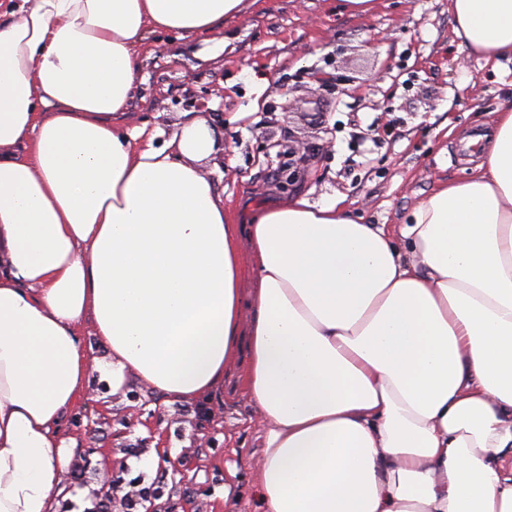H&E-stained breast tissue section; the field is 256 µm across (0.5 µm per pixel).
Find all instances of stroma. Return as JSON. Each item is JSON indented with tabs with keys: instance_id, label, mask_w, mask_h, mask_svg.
Listing matches in <instances>:
<instances>
[{
	"instance_id": "1",
	"label": "stroma",
	"mask_w": 512,
	"mask_h": 512,
	"mask_svg": "<svg viewBox=\"0 0 512 512\" xmlns=\"http://www.w3.org/2000/svg\"><path fill=\"white\" fill-rule=\"evenodd\" d=\"M224 36L214 45L152 35L130 112L133 124L170 134L195 105L215 112L226 149L207 171L235 207L302 192L315 205L343 202L366 224L403 223L440 182L469 174L480 151L463 137L490 131L494 112L512 107V64L460 50L449 0H379L366 15L340 0H266ZM316 134L325 148L307 180L284 187L270 143ZM241 369L230 366L223 390L191 402L134 376L116 391L94 373L101 412L80 406L61 423L73 461L53 493L57 507L90 512L106 456L124 492L161 488L159 512H260L253 463L264 424L237 385ZM136 406L145 422L126 428ZM161 440L178 468L155 459Z\"/></svg>"
}]
</instances>
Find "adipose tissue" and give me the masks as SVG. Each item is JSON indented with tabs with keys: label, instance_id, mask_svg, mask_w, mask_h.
Returning <instances> with one entry per match:
<instances>
[{
	"label": "adipose tissue",
	"instance_id": "1",
	"mask_svg": "<svg viewBox=\"0 0 512 512\" xmlns=\"http://www.w3.org/2000/svg\"><path fill=\"white\" fill-rule=\"evenodd\" d=\"M263 5L0 0V512H55L94 372L190 401L241 355L263 512H512V108L407 223L302 195L241 223L209 120L168 136L128 107L150 35ZM450 11L469 53L512 62V0Z\"/></svg>",
	"mask_w": 512,
	"mask_h": 512
}]
</instances>
